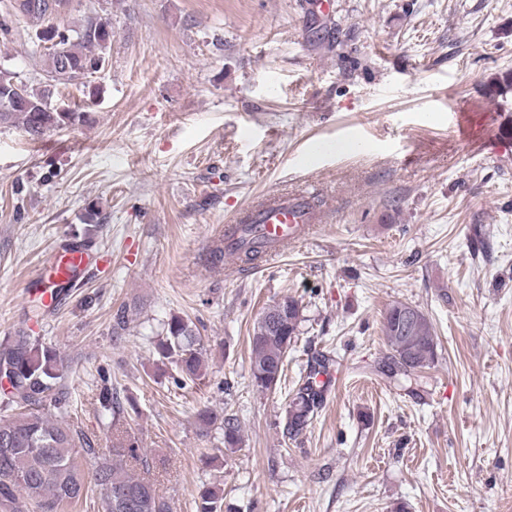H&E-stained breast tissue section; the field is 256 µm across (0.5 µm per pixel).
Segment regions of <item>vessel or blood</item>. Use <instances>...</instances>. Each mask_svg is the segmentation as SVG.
<instances>
[{"label": "vessel or blood", "instance_id": "vessel-or-blood-1", "mask_svg": "<svg viewBox=\"0 0 512 512\" xmlns=\"http://www.w3.org/2000/svg\"><path fill=\"white\" fill-rule=\"evenodd\" d=\"M255 215L264 236L277 248L308 233L312 225L321 221L320 214L308 209L307 199L303 196H271L256 209ZM95 259L91 250L81 247H73L54 256L51 263L52 277L39 291L43 303L58 305L64 289L79 284L83 272Z\"/></svg>", "mask_w": 512, "mask_h": 512}]
</instances>
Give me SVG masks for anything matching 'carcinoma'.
Returning <instances> with one entry per match:
<instances>
[{"instance_id": "carcinoma-1", "label": "carcinoma", "mask_w": 512, "mask_h": 512, "mask_svg": "<svg viewBox=\"0 0 512 512\" xmlns=\"http://www.w3.org/2000/svg\"><path fill=\"white\" fill-rule=\"evenodd\" d=\"M65 0H10L0 18V32H11V24L35 26L34 42L40 47L39 62L44 80L36 85L16 79L0 67V126H20L39 138L50 131L65 130L87 122V113L61 109L52 103L56 93L68 86L92 87L96 75L109 64L112 22L93 16L77 29L57 23ZM490 92L505 98L512 92V72L492 78ZM241 236L232 243L220 242L211 251V261L224 262V249L237 253L244 264L262 259L266 242L257 225H240ZM410 305L391 304L383 317V333L390 360L388 377L416 382L433 367L438 344L428 318L407 324ZM303 308L285 296L277 301V312L262 311L249 333L251 379L261 392L274 391L281 381L288 348L295 343ZM165 336L157 343L159 358L173 365L182 386L205 378L202 338L196 326L179 315L164 323ZM332 359L317 355L298 385L284 415V430L290 438L305 432L322 408L331 384ZM70 360L42 339L19 330L0 340V396L17 412L0 418V512H61L81 504L92 512H173L169 499L155 483L134 473L148 467L136 436L123 429L124 407L112 387L102 385L98 400L109 413L112 446L104 452L94 446L83 430L69 422ZM55 410L54 417L46 407ZM200 430L218 427L224 447L242 444L237 420L205 407L197 412ZM224 490L205 487L197 512H223Z\"/></svg>"}]
</instances>
